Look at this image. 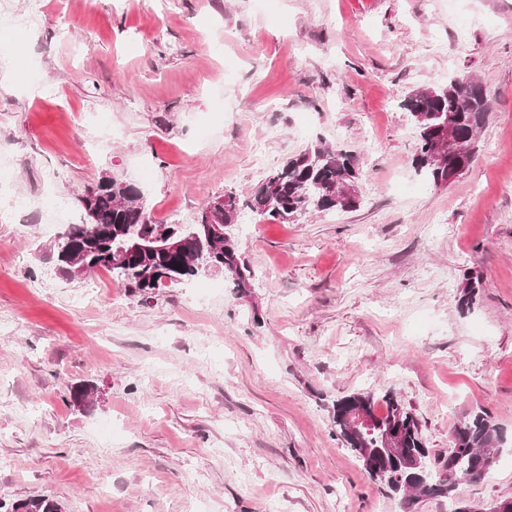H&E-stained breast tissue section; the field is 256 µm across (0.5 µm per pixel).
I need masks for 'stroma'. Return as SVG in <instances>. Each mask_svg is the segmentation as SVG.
Instances as JSON below:
<instances>
[{
    "instance_id": "obj_1",
    "label": "stroma",
    "mask_w": 512,
    "mask_h": 512,
    "mask_svg": "<svg viewBox=\"0 0 512 512\" xmlns=\"http://www.w3.org/2000/svg\"><path fill=\"white\" fill-rule=\"evenodd\" d=\"M0 32V194L43 189L74 223L100 177L148 220L194 223L307 145L357 153V209L235 224L254 277L216 271L145 297L55 268L36 216L0 223V500L62 512H403L333 431L337 397L393 392L431 458L484 410L508 443L461 499L512 498V0H42ZM468 40L454 48L457 25ZM40 80H31L30 64ZM491 116L468 172L412 167L401 103L455 73ZM151 171L142 180L138 167ZM478 286L458 306L466 282ZM91 385L77 406L73 388ZM31 13L29 16H23L16 13L10 0L0 1V30H18L28 29L41 22V0L31 1ZM1 512H60L57 503L43 496H35L20 502L7 504L0 501Z\"/></svg>"
}]
</instances>
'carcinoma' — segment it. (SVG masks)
Here are the masks:
<instances>
[{
    "label": "carcinoma",
    "mask_w": 512,
    "mask_h": 512,
    "mask_svg": "<svg viewBox=\"0 0 512 512\" xmlns=\"http://www.w3.org/2000/svg\"><path fill=\"white\" fill-rule=\"evenodd\" d=\"M403 108L417 133L412 158L417 173L435 186L447 184L448 171L437 165L429 144L444 134L450 115L455 119L456 141L464 147L461 160L465 168H470L476 138L491 112L487 94L476 77L461 73L449 78L442 87L416 90L404 100ZM359 170L358 155L318 141L271 171L249 195L226 193L206 205L194 223L181 226L150 222L137 201L135 184L103 176L78 196L81 208L94 215L93 223L74 224L65 237L86 250L87 269L107 270L134 292L160 288L166 281L178 285L200 276L204 273L199 268L201 254L213 255L223 264L224 274L243 291L251 287L252 273L227 232L228 227L238 223L241 212L247 209L290 224L312 210H352L359 204V198L346 195L344 188L357 183ZM166 234L184 238L185 250L169 255L146 250L116 255L129 239ZM384 399L387 410L378 416V427L371 434H362L352 427L350 414L357 409L375 413L374 395L353 392L337 398L331 409L336 436L358 457L368 477L391 496L402 502L406 494L411 499L446 497L454 502L452 512H468V503L456 498V488L463 481L478 482L485 477L479 457L500 454L506 442L500 428L482 410L460 419L454 426L448 459L438 460L436 469L429 462V450L413 413L391 393ZM388 430L399 433L401 447L412 449L423 458L424 470L420 475H411L390 459L382 472L372 470L373 454L382 447V437ZM0 512H60V508L52 500L35 496L12 504L0 501Z\"/></svg>",
    "instance_id": "1"
}]
</instances>
